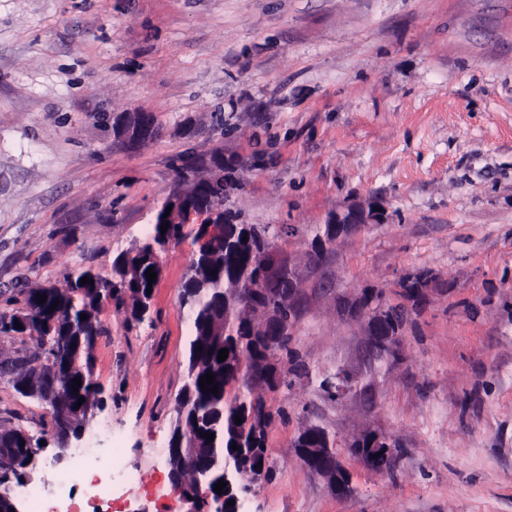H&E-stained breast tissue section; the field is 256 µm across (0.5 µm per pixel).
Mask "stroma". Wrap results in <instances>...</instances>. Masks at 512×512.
<instances>
[{"label":"stroma","instance_id":"35a3bbf8","mask_svg":"<svg viewBox=\"0 0 512 512\" xmlns=\"http://www.w3.org/2000/svg\"><path fill=\"white\" fill-rule=\"evenodd\" d=\"M139 112L161 133L132 149L112 126ZM200 177L277 232L300 283L299 358L271 395L288 417L247 512H512V0H0V311L30 282L111 275ZM371 202L382 223L308 262L332 215ZM196 231L162 251L142 321L118 298L99 314L91 442L144 477L114 480L112 512L187 508L167 449ZM415 273L416 305L397 286ZM366 290L404 312L395 352L343 306ZM307 423L346 495L298 459ZM0 425L52 428L1 377ZM367 432L401 450L387 473L348 449Z\"/></svg>","mask_w":512,"mask_h":512}]
</instances>
